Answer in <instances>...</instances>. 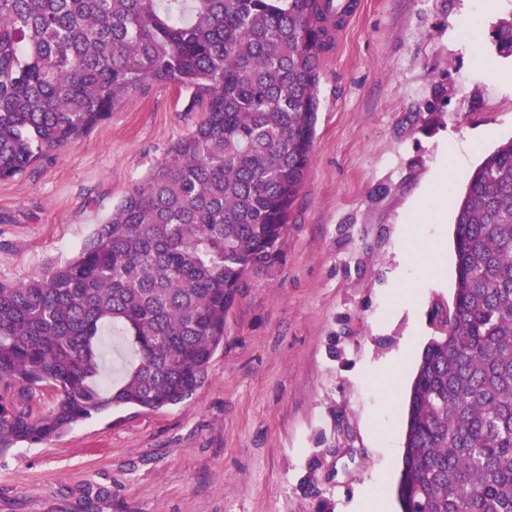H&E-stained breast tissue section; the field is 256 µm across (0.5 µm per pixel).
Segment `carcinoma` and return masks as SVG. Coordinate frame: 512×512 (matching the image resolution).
I'll return each instance as SVG.
<instances>
[{"label":"carcinoma","instance_id":"1","mask_svg":"<svg viewBox=\"0 0 512 512\" xmlns=\"http://www.w3.org/2000/svg\"><path fill=\"white\" fill-rule=\"evenodd\" d=\"M324 0H0V179L84 136L146 82L191 89L196 129L73 259L0 281V452L111 410L188 400L242 277L302 189L331 50ZM512 55V18L491 34ZM451 301L433 302L408 396L402 512H512V140L457 201ZM134 359L100 388L101 336ZM51 388L56 405L34 410Z\"/></svg>","mask_w":512,"mask_h":512}]
</instances>
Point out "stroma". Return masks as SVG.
<instances>
[{
  "label": "stroma",
  "instance_id": "obj_1",
  "mask_svg": "<svg viewBox=\"0 0 512 512\" xmlns=\"http://www.w3.org/2000/svg\"><path fill=\"white\" fill-rule=\"evenodd\" d=\"M354 2L320 62L313 150L278 254L245 277L204 383L180 405L118 407L1 454L0 512H343L380 465L396 488L418 357L395 374L389 411L388 383L365 373L405 340L423 349L432 301L453 295V206L483 155L512 139V82L491 76L512 73V58L490 39L512 0L470 42L457 20L475 0ZM202 117L190 92L148 82L83 138L0 180V281L76 256ZM449 140L459 166L437 227L439 277L419 308L391 306L398 226Z\"/></svg>",
  "mask_w": 512,
  "mask_h": 512
}]
</instances>
